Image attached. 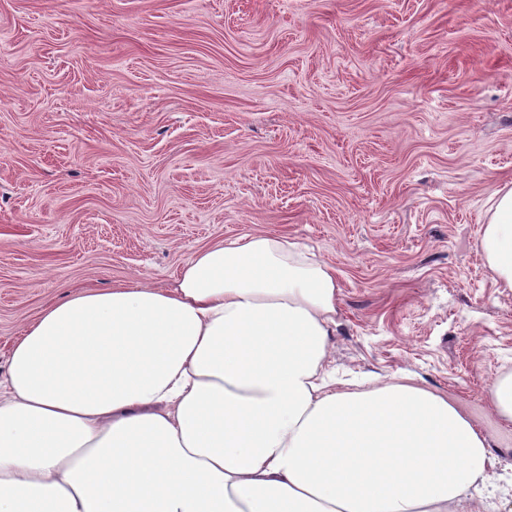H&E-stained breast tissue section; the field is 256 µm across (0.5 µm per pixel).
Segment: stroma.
Here are the masks:
<instances>
[{
  "label": "stroma",
  "mask_w": 512,
  "mask_h": 512,
  "mask_svg": "<svg viewBox=\"0 0 512 512\" xmlns=\"http://www.w3.org/2000/svg\"><path fill=\"white\" fill-rule=\"evenodd\" d=\"M506 184L512 0H0V380L64 292L284 236L336 271L337 376L448 398L501 512L512 290L478 244ZM489 396L496 412L502 418L512 421V375L499 378L493 384Z\"/></svg>",
  "instance_id": "1"
}]
</instances>
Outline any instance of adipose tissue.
<instances>
[{
	"instance_id": "obj_1",
	"label": "adipose tissue",
	"mask_w": 512,
	"mask_h": 512,
	"mask_svg": "<svg viewBox=\"0 0 512 512\" xmlns=\"http://www.w3.org/2000/svg\"><path fill=\"white\" fill-rule=\"evenodd\" d=\"M512 289V187L479 240ZM338 283L256 233L193 252L174 288L66 295L0 381V512H458L492 460L447 398L336 389Z\"/></svg>"
}]
</instances>
